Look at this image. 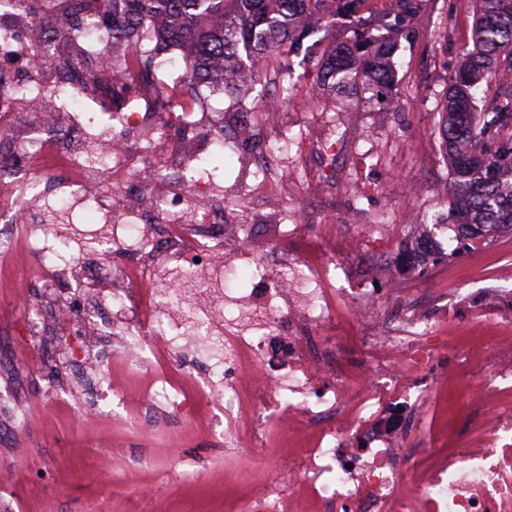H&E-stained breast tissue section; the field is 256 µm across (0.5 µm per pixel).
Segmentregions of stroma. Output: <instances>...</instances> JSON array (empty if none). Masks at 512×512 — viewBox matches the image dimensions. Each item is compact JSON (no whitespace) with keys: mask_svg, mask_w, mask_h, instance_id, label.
<instances>
[{"mask_svg":"<svg viewBox=\"0 0 512 512\" xmlns=\"http://www.w3.org/2000/svg\"><path fill=\"white\" fill-rule=\"evenodd\" d=\"M474 14L469 0H424V9L406 30L392 33L396 43L391 93L381 96L366 85L343 96L322 90L312 101L315 74L308 62L293 58L284 92L287 120L270 131L261 96L275 75L257 76L242 91L215 85L190 86L181 80L190 62L172 50L175 63L162 79L171 101L191 106L210 100L217 111L244 112L247 137L224 132V163L210 169L213 182L228 192L237 211L276 210L287 224L295 210L313 224H331L349 238L368 224H405L411 234L425 225L444 224L452 201L453 174L439 134L440 104L448 78L465 49L471 48ZM288 152V173L270 178L247 172L239 159L268 143ZM325 184L315 189V177ZM499 256L495 278L470 265L456 241L420 287H451L459 298L477 288L512 292V231L485 246ZM37 257L23 254L0 271V424L25 412L23 425L0 442V470L14 480L0 489V512H234L255 485L286 470L287 442L267 448V469L253 470L224 446L220 400L203 397L190 420L166 417L158 434L165 445L143 442L122 409L90 408L88 393L74 389L53 340L24 346L17 336L24 305L10 292Z\"/></svg>","mask_w":512,"mask_h":512,"instance_id":"stroma-1","label":"stroma"}]
</instances>
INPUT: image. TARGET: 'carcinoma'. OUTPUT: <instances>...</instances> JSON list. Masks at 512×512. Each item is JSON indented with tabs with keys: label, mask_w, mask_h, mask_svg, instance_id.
Segmentation results:
<instances>
[{
	"label": "carcinoma",
	"mask_w": 512,
	"mask_h": 512,
	"mask_svg": "<svg viewBox=\"0 0 512 512\" xmlns=\"http://www.w3.org/2000/svg\"><path fill=\"white\" fill-rule=\"evenodd\" d=\"M77 13L112 17V39L136 45L143 32L194 51L183 81L211 79L214 60L223 70L244 69L270 56L300 54L314 62L316 83L366 82L391 91L393 45L359 35L324 52L308 39L340 20L363 31L378 22L360 15V0H75ZM419 0H396L393 24L420 11ZM473 48L450 78L440 134L454 175L450 218L465 238L512 231V98L479 111L484 81L512 74V0H479Z\"/></svg>",
	"instance_id": "cac0c4a2"
}]
</instances>
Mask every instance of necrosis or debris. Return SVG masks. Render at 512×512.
<instances>
[{"label": "necrosis or debris", "instance_id": "obj_1", "mask_svg": "<svg viewBox=\"0 0 512 512\" xmlns=\"http://www.w3.org/2000/svg\"><path fill=\"white\" fill-rule=\"evenodd\" d=\"M26 10L25 0H0V61L11 52L24 65L0 71V256H38L30 278L51 290L64 261L76 279H98L94 248L63 258L55 228L22 219L63 189L67 211L97 205L112 286L67 296L106 307L103 327L119 338L125 366L149 368L140 410L189 411L196 393H221L224 445L254 461L272 427L287 423L297 447L287 478L259 486L240 512H512V295L499 299L506 318L476 336L486 293H470L468 317L452 323L411 309L398 288L401 266L425 261L436 236L402 253L398 225L343 243L325 225L319 250L301 253L281 245L300 235L301 212L289 226L228 219L188 147L223 127V113L205 100L194 111L111 112L100 123L60 111L55 91L71 71L96 90L124 46L71 0H43L78 46L77 60L61 59L42 21L16 28ZM23 111L34 124L19 123ZM131 173L134 188L115 183ZM346 250L389 256L385 287H340ZM243 260L250 288H223ZM459 384L456 428H439L434 403Z\"/></svg>", "mask_w": 512, "mask_h": 512}]
</instances>
